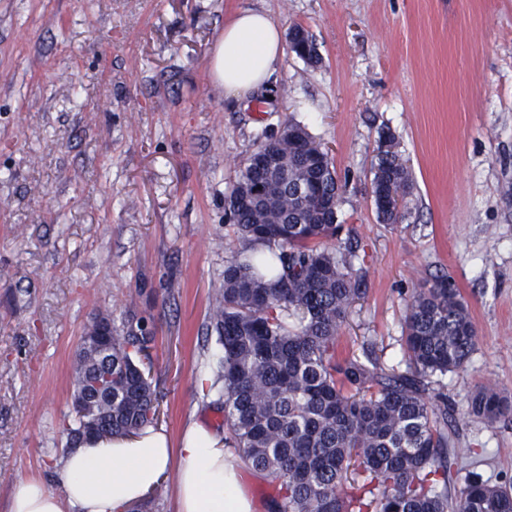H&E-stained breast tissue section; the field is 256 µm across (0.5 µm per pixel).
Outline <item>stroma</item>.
<instances>
[{
  "label": "stroma",
  "mask_w": 512,
  "mask_h": 512,
  "mask_svg": "<svg viewBox=\"0 0 512 512\" xmlns=\"http://www.w3.org/2000/svg\"><path fill=\"white\" fill-rule=\"evenodd\" d=\"M252 7L302 26L319 61L285 51L235 100L208 61ZM291 118L329 150L343 233L365 251L339 354L404 367L409 297L449 275L479 345L432 386L457 407L461 475L512 485V418L467 413L476 386L512 398V0H0V512L21 476L57 488L96 318L153 328L159 426L223 429L219 391L196 382L239 247L224 201L262 131ZM383 132L413 178L398 224L371 198Z\"/></svg>",
  "instance_id": "obj_1"
}]
</instances>
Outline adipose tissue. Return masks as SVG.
<instances>
[{
	"label": "adipose tissue",
	"mask_w": 512,
	"mask_h": 512,
	"mask_svg": "<svg viewBox=\"0 0 512 512\" xmlns=\"http://www.w3.org/2000/svg\"><path fill=\"white\" fill-rule=\"evenodd\" d=\"M283 54L279 23L264 10H240L213 51V84L233 98L260 89ZM54 473L55 492L41 476L18 479L7 512H129L171 475L177 512H254L223 433L198 422L176 445L150 425L133 435L91 437L67 451Z\"/></svg>",
	"instance_id": "1"
}]
</instances>
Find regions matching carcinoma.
I'll use <instances>...</instances> for the list:
<instances>
[{
  "label": "carcinoma",
  "instance_id": "carcinoma-1",
  "mask_svg": "<svg viewBox=\"0 0 512 512\" xmlns=\"http://www.w3.org/2000/svg\"><path fill=\"white\" fill-rule=\"evenodd\" d=\"M292 51L318 60L296 25ZM371 179L384 224L404 214L383 195H410L412 178L394 148L378 150ZM342 186L332 158L301 122L262 132L225 199L241 242L224 268L213 316L220 346L215 383L224 391L225 445L277 490L273 512H512V490L473 473L448 494L459 430L434 376L465 371L479 343L469 306L448 276L415 289L404 321L405 368L387 369L372 354L337 357L342 323L365 294L360 246L341 238ZM327 206L306 205L309 196ZM83 336L73 371V400L107 384L96 400L65 415L68 442L85 425L99 436L151 425L159 396L150 371L134 360L155 341L141 322L112 335L106 352ZM468 414L495 422L512 403L491 385L475 387Z\"/></svg>",
  "mask_w": 512,
  "mask_h": 512
}]
</instances>
